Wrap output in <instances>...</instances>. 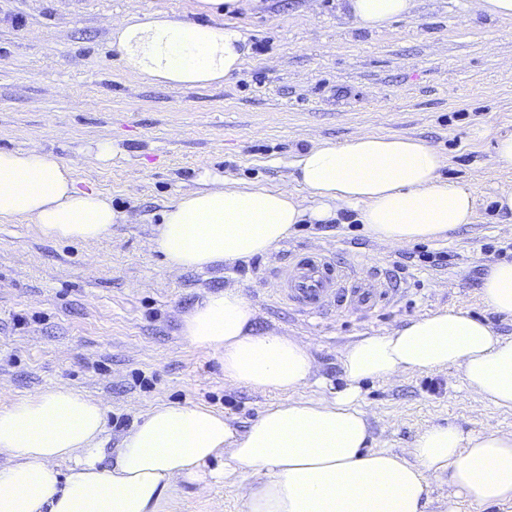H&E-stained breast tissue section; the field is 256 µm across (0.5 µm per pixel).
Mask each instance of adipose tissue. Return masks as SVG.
I'll use <instances>...</instances> for the list:
<instances>
[{
    "instance_id": "adipose-tissue-1",
    "label": "adipose tissue",
    "mask_w": 512,
    "mask_h": 512,
    "mask_svg": "<svg viewBox=\"0 0 512 512\" xmlns=\"http://www.w3.org/2000/svg\"><path fill=\"white\" fill-rule=\"evenodd\" d=\"M343 7L371 30L408 16L413 0H344ZM112 35L127 68L183 88L228 78L248 51L238 29L161 13L124 19ZM442 163L435 148L407 137L362 134L319 145L296 163L309 206L285 189L216 179L167 205L156 245L170 268L203 270L265 254L294 225L329 222L343 204L359 207L361 223L384 244L433 241L472 223L475 213L467 187L440 181ZM16 217L31 219L51 240L92 242L119 215L103 194L78 190L72 167L35 145L0 151V219ZM482 299L512 316V263L488 268ZM254 316L245 296L227 289L187 314L182 334L213 354L230 382L289 393L306 387L314 374L309 345L255 334ZM342 365L346 385L333 396L270 407L243 433L211 409L159 405L111 460L101 402L58 388L0 405V512H165L182 484L229 478L245 512H425L433 479L447 482L452 499L512 502V431L467 435L434 426L405 459L370 448L360 403L362 381L458 367L470 391L512 408V340L466 312L441 310L360 339ZM218 457L223 469L207 470Z\"/></svg>"
}]
</instances>
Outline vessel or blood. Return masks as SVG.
<instances>
[{"mask_svg": "<svg viewBox=\"0 0 512 512\" xmlns=\"http://www.w3.org/2000/svg\"><path fill=\"white\" fill-rule=\"evenodd\" d=\"M280 280L281 298L310 316L335 305L369 307L386 294L383 283L352 276L323 253L296 256L282 271Z\"/></svg>", "mask_w": 512, "mask_h": 512, "instance_id": "vessel-or-blood-1", "label": "vessel or blood"}]
</instances>
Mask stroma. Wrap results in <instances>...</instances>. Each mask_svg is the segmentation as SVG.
<instances>
[{
  "instance_id": "35a3bbf8",
  "label": "stroma",
  "mask_w": 512,
  "mask_h": 512,
  "mask_svg": "<svg viewBox=\"0 0 512 512\" xmlns=\"http://www.w3.org/2000/svg\"><path fill=\"white\" fill-rule=\"evenodd\" d=\"M164 13L239 29L249 51L224 83L191 89L128 69L112 26ZM418 139L443 159V182L470 188L473 223L434 241L391 247L343 206L328 224H298L269 253L172 270L155 239L166 205L220 177L237 188L305 199L295 161L311 147L364 134ZM512 133V19L469 0H414L409 17L355 26L339 0H245L208 17L200 0H0V150L40 144L74 169L79 189L108 197L120 218L91 243L42 238L27 219L0 221V405L65 387L99 400L109 447L162 402L223 413L238 431L284 393L225 379L222 365L181 334L208 294L239 290L256 334L308 342L318 399L345 384L352 343L456 309L512 340V317L489 309L481 277L512 262V165L496 155ZM112 144L100 157L98 144ZM325 252L378 274L386 300L305 316L282 300L280 268ZM374 448L409 457L419 434L451 424L466 434L512 431V410L467 390L461 369L409 371L361 385ZM168 512H244L236 483L184 484Z\"/></svg>"
}]
</instances>
